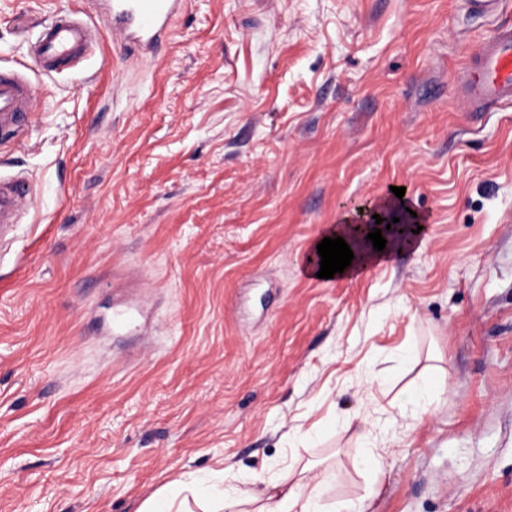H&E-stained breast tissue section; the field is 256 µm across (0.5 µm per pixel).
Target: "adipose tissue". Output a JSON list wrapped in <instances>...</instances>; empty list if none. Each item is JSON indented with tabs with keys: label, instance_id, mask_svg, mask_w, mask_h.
<instances>
[{
	"label": "adipose tissue",
	"instance_id": "obj_1",
	"mask_svg": "<svg viewBox=\"0 0 512 512\" xmlns=\"http://www.w3.org/2000/svg\"><path fill=\"white\" fill-rule=\"evenodd\" d=\"M362 232V226L353 225L346 220L325 231L327 237L343 238L353 249L354 258L344 270V277L360 275L372 265L405 255L419 247L417 236L412 235L401 242H387L384 250L377 251L373 246H362ZM331 484L332 476L326 472L308 490L297 481H274L265 483L259 491L239 487L219 491L189 475L183 480L171 482L156 496L145 501L140 512H192L196 507L201 512H223L229 503H253L257 506L256 512H317V503L322 497L329 495Z\"/></svg>",
	"mask_w": 512,
	"mask_h": 512
}]
</instances>
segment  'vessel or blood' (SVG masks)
<instances>
[{"mask_svg":"<svg viewBox=\"0 0 512 512\" xmlns=\"http://www.w3.org/2000/svg\"><path fill=\"white\" fill-rule=\"evenodd\" d=\"M186 0H97L102 23L119 32L124 47L148 54L167 37ZM90 30L74 12L53 13L32 44L35 64L46 73L71 68L87 52ZM458 87L481 111L512 102V26L496 28L462 71ZM39 97L38 87L20 72L0 69V130H14L26 120ZM25 183L0 176V223L13 221Z\"/></svg>","mask_w":512,"mask_h":512,"instance_id":"1","label":"vessel or blood"}]
</instances>
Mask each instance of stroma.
Instances as JSON below:
<instances>
[{"mask_svg": "<svg viewBox=\"0 0 512 512\" xmlns=\"http://www.w3.org/2000/svg\"><path fill=\"white\" fill-rule=\"evenodd\" d=\"M60 9L96 12L0 0V67L41 90L0 132L29 188L0 242V512L327 470V512H512V103L457 84L512 0H187L155 54L106 28L46 75L28 48ZM395 186L420 251L307 277L313 241ZM429 377L432 413L400 414Z\"/></svg>", "mask_w": 512, "mask_h": 512, "instance_id": "obj_1", "label": "stroma"}]
</instances>
